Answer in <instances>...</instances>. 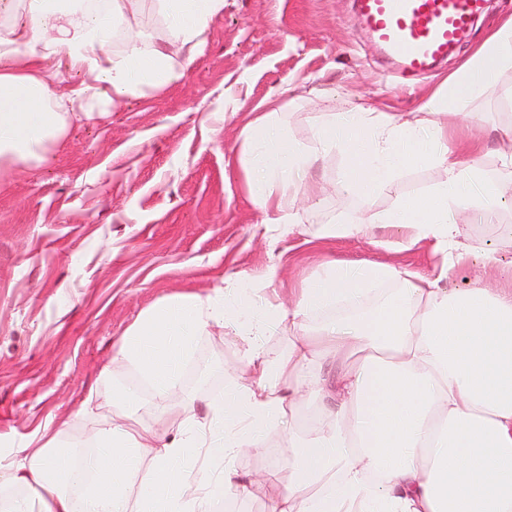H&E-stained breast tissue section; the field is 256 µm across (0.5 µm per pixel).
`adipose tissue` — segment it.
Listing matches in <instances>:
<instances>
[{"mask_svg":"<svg viewBox=\"0 0 512 512\" xmlns=\"http://www.w3.org/2000/svg\"><path fill=\"white\" fill-rule=\"evenodd\" d=\"M143 4L160 23L148 39L131 34ZM223 11L224 0H0V176L19 162L41 165L73 120L178 82ZM122 32L127 40L114 47ZM505 68H512V19L418 111L364 105L323 115L315 152L280 123V99H297L296 86H284L279 101L268 102L239 133L237 163L264 223L297 224V186L319 153L343 154L341 187L357 195L379 192L403 169L427 161L442 169L443 181L374 221L407 228L405 248L429 243L443 265L427 276L325 260L292 307L262 306L249 318L299 327L311 314L331 315L341 299H358L370 282L399 288L353 318L351 335H339L330 319L318 330V349L297 337L274 367L248 342L251 375H231L223 397L208 401L207 435L181 418L162 437L148 426L112 423L82 451L59 430L41 451L0 460V512H213L216 493L229 496L239 486L228 466L217 480L206 470L189 477L200 448L213 462L259 451L288 409L327 394L322 359L340 355L352 360L338 386L341 408L308 434L289 436L298 476L266 512H512V289L478 286L451 295L441 286L476 251L462 214L480 206L482 195L512 189V151L500 154L502 178L489 180L468 159L481 143H454L446 121L463 116ZM55 72L75 79L57 90ZM250 287L249 279L230 276L205 296L160 299L122 336L113 364L133 370L155 409L170 412L198 339L226 326L232 298ZM275 377L287 379V395L273 390Z\"/></svg>","mask_w":512,"mask_h":512,"instance_id":"1","label":"adipose tissue"}]
</instances>
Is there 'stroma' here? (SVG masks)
Returning <instances> with one entry per match:
<instances>
[{
    "label": "stroma",
    "instance_id": "obj_1",
    "mask_svg": "<svg viewBox=\"0 0 512 512\" xmlns=\"http://www.w3.org/2000/svg\"><path fill=\"white\" fill-rule=\"evenodd\" d=\"M512 0H486L465 39L432 71L399 73L371 42L354 0H225L206 44L183 78L166 91L123 101L103 116L73 122L40 166H14L0 180V456L39 451L45 429L91 440L114 418L115 381L139 386L126 368L103 375L121 336L160 298L207 295L230 275L253 282L250 304L291 306L301 281L323 256L433 272L442 261L427 244L395 251L404 228L366 225L351 238L319 239L326 224H348L426 192L443 178L420 162L370 197L345 192L340 152L320 155L311 178L322 192L299 202L293 232L271 242L237 164L239 131L263 100L288 83L307 96L284 106L280 122L293 140L317 145L324 112L371 103L381 112L416 111L422 98L507 18ZM471 133L485 145L474 160L501 176L496 131L512 127V69L492 78L470 104ZM512 194L468 213L465 235L494 252L487 285H512ZM277 266L273 282L263 276ZM244 343L235 328L202 337L184 380L193 415L206 423L212 384L239 366ZM98 398L80 408L89 390ZM264 448L236 459L239 483L273 471L267 490L240 497L239 512H265L295 470L286 448L290 428Z\"/></svg>",
    "mask_w": 512,
    "mask_h": 512
}]
</instances>
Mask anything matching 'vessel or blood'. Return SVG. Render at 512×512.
Returning <instances> with one entry per match:
<instances>
[{
	"label": "vessel or blood",
	"instance_id": "vessel-or-blood-1",
	"mask_svg": "<svg viewBox=\"0 0 512 512\" xmlns=\"http://www.w3.org/2000/svg\"><path fill=\"white\" fill-rule=\"evenodd\" d=\"M484 6L485 0H357L374 44L407 74L445 60Z\"/></svg>",
	"mask_w": 512,
	"mask_h": 512
}]
</instances>
